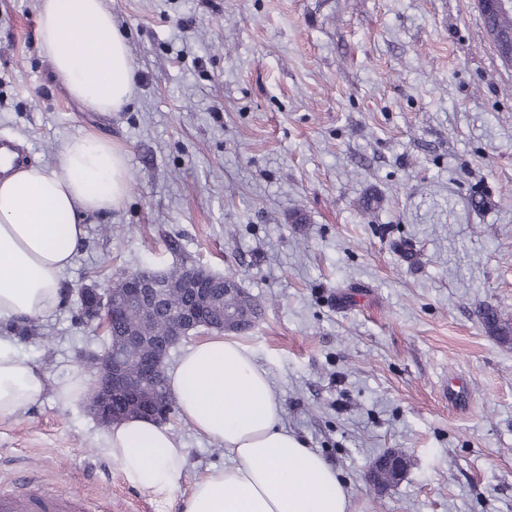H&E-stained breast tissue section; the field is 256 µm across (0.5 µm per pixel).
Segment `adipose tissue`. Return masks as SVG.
Returning <instances> with one entry per match:
<instances>
[{
    "label": "adipose tissue",
    "mask_w": 512,
    "mask_h": 512,
    "mask_svg": "<svg viewBox=\"0 0 512 512\" xmlns=\"http://www.w3.org/2000/svg\"><path fill=\"white\" fill-rule=\"evenodd\" d=\"M37 38L55 77L88 110L125 109L135 69L105 0H40ZM128 187L124 149L82 134L63 143L54 167L21 166L0 177V321L38 318L62 303V275L87 217L119 208ZM166 376L181 420L228 454L195 481L183 512H354L348 483L283 424L267 372L241 342L211 337ZM87 389L78 370L50 382L16 339L0 336V419L25 413L48 392L72 405ZM95 445L146 495L169 490L186 465L172 430L147 418L112 426Z\"/></svg>",
    "instance_id": "obj_1"
}]
</instances>
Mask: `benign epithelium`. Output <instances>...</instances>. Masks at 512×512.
I'll return each mask as SVG.
<instances>
[{"label":"benign epithelium","mask_w":512,"mask_h":512,"mask_svg":"<svg viewBox=\"0 0 512 512\" xmlns=\"http://www.w3.org/2000/svg\"><path fill=\"white\" fill-rule=\"evenodd\" d=\"M228 279L202 266L184 269L169 280L166 272L144 269L123 277L108 288H83L79 292L81 315L88 321L104 320L103 352L90 355L85 363L95 371L96 381L88 406L98 422L112 425L141 415L170 420L172 403L159 391L169 351L184 338L203 330L222 333L252 322L247 309L219 310L217 317L201 321V311L211 307L216 286ZM137 316L123 326V340L112 343V318L116 314ZM166 321L165 332L147 335L143 322L157 317ZM406 468L404 455L389 451L375 459L367 471L370 486L385 488L381 476L400 478Z\"/></svg>","instance_id":"7a95c632"}]
</instances>
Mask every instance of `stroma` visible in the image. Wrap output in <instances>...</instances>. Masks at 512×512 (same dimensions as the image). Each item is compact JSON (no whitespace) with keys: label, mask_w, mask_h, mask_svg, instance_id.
<instances>
[{"label":"stroma","mask_w":512,"mask_h":512,"mask_svg":"<svg viewBox=\"0 0 512 512\" xmlns=\"http://www.w3.org/2000/svg\"><path fill=\"white\" fill-rule=\"evenodd\" d=\"M136 68L121 112H90L52 73L39 0H0V137L28 164L94 134L127 154L122 207L90 216L49 335L50 380L103 350L81 288L140 269L232 276L261 314L237 338L285 426L349 482L355 512H512V66L475 0H107ZM379 200L361 213L364 196ZM484 200L472 209L471 197ZM111 234H103L104 225ZM464 378L466 408L448 380ZM187 450L150 496L95 446L85 401L0 419V487L27 477L102 512H183L223 446L179 416ZM407 469L366 480L384 452Z\"/></svg>","instance_id":"35a3bbf8"}]
</instances>
